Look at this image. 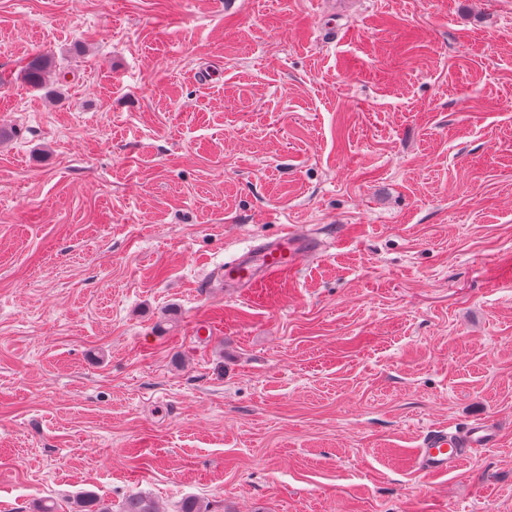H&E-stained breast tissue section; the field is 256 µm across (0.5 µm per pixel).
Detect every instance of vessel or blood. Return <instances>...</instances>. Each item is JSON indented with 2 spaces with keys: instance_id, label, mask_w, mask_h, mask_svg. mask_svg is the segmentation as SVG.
<instances>
[{
  "instance_id": "obj_1",
  "label": "vessel or blood",
  "mask_w": 512,
  "mask_h": 512,
  "mask_svg": "<svg viewBox=\"0 0 512 512\" xmlns=\"http://www.w3.org/2000/svg\"><path fill=\"white\" fill-rule=\"evenodd\" d=\"M319 248L317 239L287 232L234 256L225 262L217 276L223 279L225 287L248 293L293 272ZM498 441L497 425L488 418L455 431L436 427L427 432L417 448L415 465L424 477H443L456 470L474 450L494 447Z\"/></svg>"
}]
</instances>
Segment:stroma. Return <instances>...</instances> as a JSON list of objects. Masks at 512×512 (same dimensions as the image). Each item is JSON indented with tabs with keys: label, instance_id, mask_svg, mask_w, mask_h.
<instances>
[{
	"label": "stroma",
	"instance_id": "35a3bbf8",
	"mask_svg": "<svg viewBox=\"0 0 512 512\" xmlns=\"http://www.w3.org/2000/svg\"><path fill=\"white\" fill-rule=\"evenodd\" d=\"M0 126V512H512V0H0ZM53 59L49 53L32 54L23 69L24 80L33 88H43L46 78L53 68ZM320 249L318 240L303 234L284 233L224 262L214 279L224 287L248 293L269 286L293 272L307 257ZM499 433L495 421L479 419L461 429L448 431L447 427L432 428L415 452V465L427 478H438L456 470L459 463L478 448L498 444Z\"/></svg>",
	"mask_w": 512,
	"mask_h": 512
}]
</instances>
